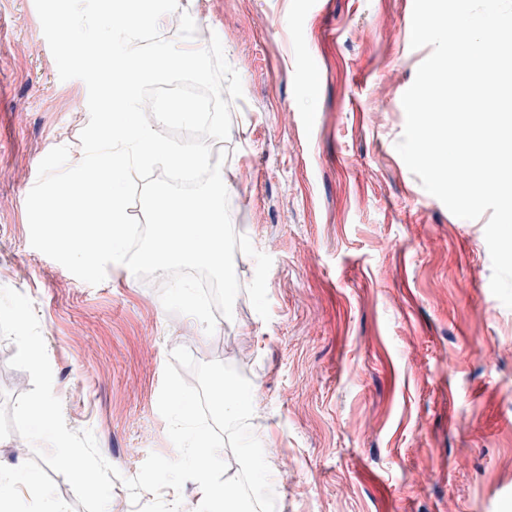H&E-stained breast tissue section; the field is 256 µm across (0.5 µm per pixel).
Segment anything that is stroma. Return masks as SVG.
I'll list each match as a JSON object with an SVG mask.
<instances>
[{"mask_svg": "<svg viewBox=\"0 0 512 512\" xmlns=\"http://www.w3.org/2000/svg\"><path fill=\"white\" fill-rule=\"evenodd\" d=\"M195 45L239 73L220 145L237 233L268 254L270 317L234 305L213 335L168 314L161 279L89 285L30 244L26 197L54 147L83 157V81L60 80L34 0H0V287L28 296L69 429L134 477L177 451L157 407L182 336L256 396L279 512H512V309L491 292L485 219L427 193L395 149L413 0H179ZM0 339V405L31 390ZM297 465L288 468L286 455ZM42 493L12 512H86L64 477L0 441Z\"/></svg>", "mask_w": 512, "mask_h": 512, "instance_id": "obj_1", "label": "stroma"}]
</instances>
